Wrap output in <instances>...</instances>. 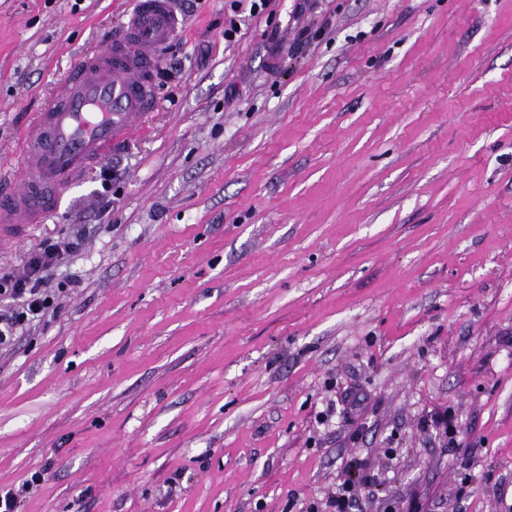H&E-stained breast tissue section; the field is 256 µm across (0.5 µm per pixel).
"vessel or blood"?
Segmentation results:
<instances>
[{"label":"vessel or blood","instance_id":"obj_1","mask_svg":"<svg viewBox=\"0 0 512 512\" xmlns=\"http://www.w3.org/2000/svg\"><path fill=\"white\" fill-rule=\"evenodd\" d=\"M188 19L179 0H133L119 35L84 52L61 90L23 133L19 188L0 194V239L42 223L61 192L111 158L156 105L160 49Z\"/></svg>","mask_w":512,"mask_h":512}]
</instances>
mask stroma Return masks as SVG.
Here are the masks:
<instances>
[{"mask_svg":"<svg viewBox=\"0 0 512 512\" xmlns=\"http://www.w3.org/2000/svg\"><path fill=\"white\" fill-rule=\"evenodd\" d=\"M128 2L0 0V191ZM298 3L187 0L144 128L0 243L86 231L0 347L22 512H309L353 459L356 512H512V0Z\"/></svg>","mask_w":512,"mask_h":512,"instance_id":"1","label":"stroma"}]
</instances>
